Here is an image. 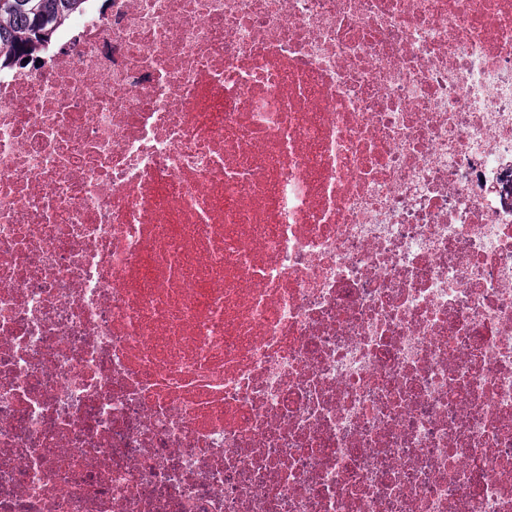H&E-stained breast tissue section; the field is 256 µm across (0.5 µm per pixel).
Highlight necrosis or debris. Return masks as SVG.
<instances>
[{
	"instance_id": "obj_1",
	"label": "necrosis or debris",
	"mask_w": 512,
	"mask_h": 512,
	"mask_svg": "<svg viewBox=\"0 0 512 512\" xmlns=\"http://www.w3.org/2000/svg\"><path fill=\"white\" fill-rule=\"evenodd\" d=\"M0 512H512V0H85L0 72Z\"/></svg>"
}]
</instances>
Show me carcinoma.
Instances as JSON below:
<instances>
[{"mask_svg": "<svg viewBox=\"0 0 512 512\" xmlns=\"http://www.w3.org/2000/svg\"><path fill=\"white\" fill-rule=\"evenodd\" d=\"M82 0H0V65H34L31 49L44 42L49 28L70 16Z\"/></svg>", "mask_w": 512, "mask_h": 512, "instance_id": "cac0c4a2", "label": "carcinoma"}]
</instances>
